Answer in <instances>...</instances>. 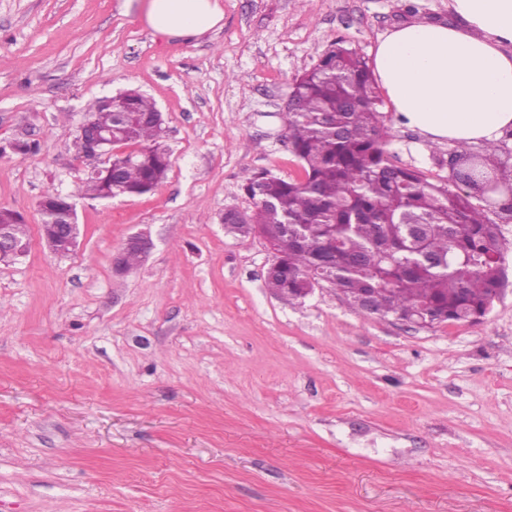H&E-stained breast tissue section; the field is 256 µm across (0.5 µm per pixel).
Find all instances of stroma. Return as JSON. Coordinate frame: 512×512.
Returning a JSON list of instances; mask_svg holds the SVG:
<instances>
[{
	"mask_svg": "<svg viewBox=\"0 0 512 512\" xmlns=\"http://www.w3.org/2000/svg\"><path fill=\"white\" fill-rule=\"evenodd\" d=\"M221 28L153 32L144 0H0V209L30 226L0 263V512H512V286L477 323L417 329L333 292L291 304L272 255L226 235L246 171L304 176L287 139L295 77L342 39L363 56L448 0H221ZM162 112L165 181L76 202L69 254L39 202L83 177L96 98ZM397 165L446 183L381 107ZM155 247L120 274L129 236ZM154 244L152 239L148 235H140L135 234L133 236H130L126 242L123 244V246L120 248L118 253L115 255L113 259V264L115 266V269H118L121 267L120 265V259L123 256V253L126 249H132L136 250L139 253L140 256V263L139 265L145 260V258L148 256L150 251L152 250Z\"/></svg>",
	"mask_w": 512,
	"mask_h": 512,
	"instance_id": "stroma-1",
	"label": "stroma"
}]
</instances>
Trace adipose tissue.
Listing matches in <instances>:
<instances>
[{
	"instance_id": "1",
	"label": "adipose tissue",
	"mask_w": 512,
	"mask_h": 512,
	"mask_svg": "<svg viewBox=\"0 0 512 512\" xmlns=\"http://www.w3.org/2000/svg\"><path fill=\"white\" fill-rule=\"evenodd\" d=\"M451 22L412 19L379 39L374 74L397 124L430 145L481 146L512 131V0H448ZM224 18L218 0H146L154 32L192 37Z\"/></svg>"
}]
</instances>
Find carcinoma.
<instances>
[{"mask_svg": "<svg viewBox=\"0 0 512 512\" xmlns=\"http://www.w3.org/2000/svg\"><path fill=\"white\" fill-rule=\"evenodd\" d=\"M288 143L304 177L285 181L268 171L246 172L241 189L249 213L228 210L226 233L247 237L258 224L273 239L278 262L265 285L275 294L321 282L344 302L361 307L364 289L382 300L379 313L407 320L422 310L438 323L478 316L508 284L500 224L512 223V170L499 161L503 143L478 150L456 147L449 158L432 155L452 174L434 184L421 170L396 165L380 120L382 100L367 64L339 39L292 85ZM88 120L112 132L127 153L112 173L88 174L65 199H107L153 193L166 179L170 156L162 144L155 102L128 90L119 104H87ZM34 141L0 144V155L34 153ZM57 197L40 203L43 239L55 235ZM496 210L498 221L488 217ZM17 246H29V224L4 210Z\"/></svg>", "mask_w": 512, "mask_h": 512, "instance_id": "1", "label": "carcinoma"}]
</instances>
